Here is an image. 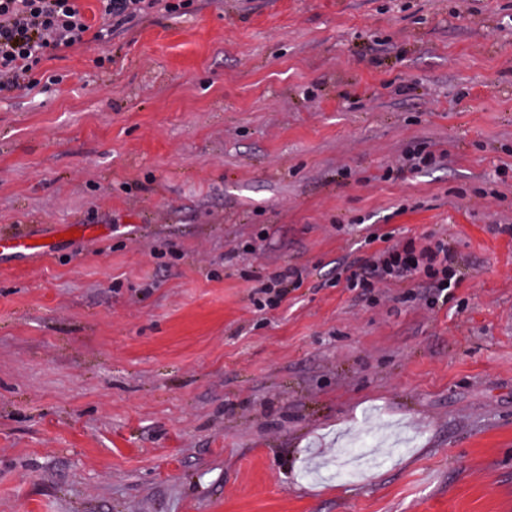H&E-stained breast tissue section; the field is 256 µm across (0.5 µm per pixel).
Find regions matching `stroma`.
<instances>
[{
	"label": "stroma",
	"mask_w": 512,
	"mask_h": 512,
	"mask_svg": "<svg viewBox=\"0 0 512 512\" xmlns=\"http://www.w3.org/2000/svg\"><path fill=\"white\" fill-rule=\"evenodd\" d=\"M44 68L0 95V235L52 242L0 259V512H512V0H189ZM439 239L447 304L347 288Z\"/></svg>",
	"instance_id": "stroma-1"
}]
</instances>
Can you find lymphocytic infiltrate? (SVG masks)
Masks as SVG:
<instances>
[{"instance_id": "f902f5d3", "label": "lymphocytic infiltrate", "mask_w": 512, "mask_h": 512, "mask_svg": "<svg viewBox=\"0 0 512 512\" xmlns=\"http://www.w3.org/2000/svg\"><path fill=\"white\" fill-rule=\"evenodd\" d=\"M177 10V0H97L100 25H93L78 0H0V92L38 86L43 64L55 52L109 39L114 28L156 5ZM425 275L429 304L447 299L456 287L454 262L445 243L414 249L392 245L365 258L348 285L372 289L391 279Z\"/></svg>"}]
</instances>
